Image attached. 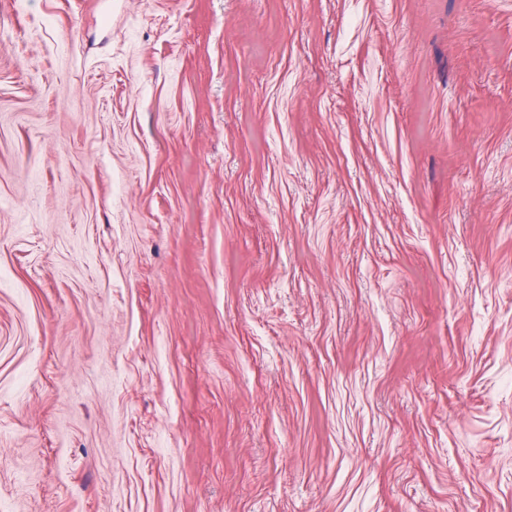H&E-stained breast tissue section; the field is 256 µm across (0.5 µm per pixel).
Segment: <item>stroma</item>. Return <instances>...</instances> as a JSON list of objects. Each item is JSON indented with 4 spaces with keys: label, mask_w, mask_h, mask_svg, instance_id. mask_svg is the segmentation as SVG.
Returning <instances> with one entry per match:
<instances>
[{
    "label": "stroma",
    "mask_w": 512,
    "mask_h": 512,
    "mask_svg": "<svg viewBox=\"0 0 512 512\" xmlns=\"http://www.w3.org/2000/svg\"><path fill=\"white\" fill-rule=\"evenodd\" d=\"M0 512H512V0H0Z\"/></svg>",
    "instance_id": "stroma-1"
}]
</instances>
